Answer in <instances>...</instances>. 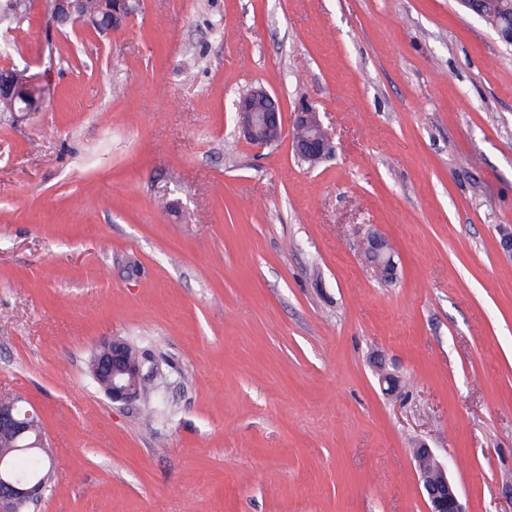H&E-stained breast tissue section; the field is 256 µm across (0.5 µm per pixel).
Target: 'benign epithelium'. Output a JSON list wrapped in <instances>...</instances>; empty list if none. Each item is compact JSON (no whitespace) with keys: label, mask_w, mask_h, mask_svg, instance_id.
I'll list each match as a JSON object with an SVG mask.
<instances>
[{"label":"benign epithelium","mask_w":512,"mask_h":512,"mask_svg":"<svg viewBox=\"0 0 512 512\" xmlns=\"http://www.w3.org/2000/svg\"><path fill=\"white\" fill-rule=\"evenodd\" d=\"M52 16L60 26L82 24L92 26L77 10L78 0H52ZM104 11L112 18V27L121 26L133 13L130 0H101ZM237 124L249 143L265 147L281 140L285 125L274 96L259 86L250 89L234 104ZM295 155L312 163L330 150L319 113L304 108L295 114L291 139ZM366 259L376 274L391 279L396 274L393 248L383 236L370 239ZM145 361L132 354L122 339L111 338L94 349V376L114 403H128L140 397L146 378ZM35 434L30 448L44 447V435L38 414L15 403H0V434L21 437ZM416 468L426 498L427 512H464L457 485L448 475V467L438 461L433 450L421 443L415 448ZM44 484L20 476L0 454V512H21L42 498Z\"/></svg>","instance_id":"1"}]
</instances>
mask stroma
I'll return each instance as SVG.
<instances>
[{
	"mask_svg": "<svg viewBox=\"0 0 512 512\" xmlns=\"http://www.w3.org/2000/svg\"><path fill=\"white\" fill-rule=\"evenodd\" d=\"M134 6L0 25L46 88L0 112V396L42 419L37 512H427L418 442L465 512H512V47L459 0ZM258 86L318 112L322 160L244 139ZM112 337L155 368L128 403L87 369ZM83 13L94 22L93 29L100 31L101 26L110 24L106 15L98 13V1L100 0H82ZM52 16L54 22L59 26L82 24L86 27H92V23L87 21V17L81 15L77 10L78 0H52ZM366 259L376 274L384 279H393L396 274V264L393 258V248L383 236H373L368 244Z\"/></svg>",
	"mask_w": 512,
	"mask_h": 512,
	"instance_id": "obj_1",
	"label": "stroma"
}]
</instances>
